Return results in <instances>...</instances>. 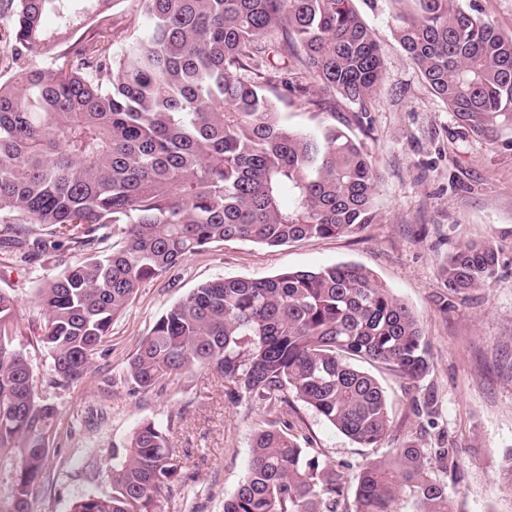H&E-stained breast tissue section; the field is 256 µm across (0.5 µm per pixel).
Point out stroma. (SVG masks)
I'll use <instances>...</instances> for the list:
<instances>
[{
	"label": "stroma",
	"mask_w": 512,
	"mask_h": 512,
	"mask_svg": "<svg viewBox=\"0 0 512 512\" xmlns=\"http://www.w3.org/2000/svg\"><path fill=\"white\" fill-rule=\"evenodd\" d=\"M356 8L384 57L377 91L365 105L339 98L318 114L289 91L275 106L292 129L334 125L363 143L380 174L376 223L279 247L231 240L188 257L139 289L113 321L89 378L70 388L48 380L50 358L39 341L44 315L33 295L39 280L58 273L56 255L27 264L17 249L0 248V289L17 300V342L35 367L38 394L58 411L34 512H69L82 493L110 489L113 447L125 445L141 421L175 415L181 421L174 451L197 496L190 500L185 489H174L162 500L163 512H222L225 493L246 472L256 428L273 410L230 400L223 379L212 374L196 375L176 391L141 393L125 377L126 362L156 319L201 282L340 263L367 268L419 315L432 368L409 386L385 366L369 365L391 421L380 447H362L300 401L290 422L350 481L364 464L411 439L453 449V464H431L433 476L448 485L452 512H512V469L505 464L512 450V150L493 148L459 126L406 58L389 0H356ZM110 14L117 52L146 19L139 0H113ZM471 242L493 244L495 275L488 287L442 307L440 266ZM426 396L434 412L417 415L415 403Z\"/></svg>",
	"instance_id": "35a3bbf8"
}]
</instances>
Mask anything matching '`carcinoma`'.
<instances>
[{
  "label": "carcinoma",
  "mask_w": 512,
  "mask_h": 512,
  "mask_svg": "<svg viewBox=\"0 0 512 512\" xmlns=\"http://www.w3.org/2000/svg\"><path fill=\"white\" fill-rule=\"evenodd\" d=\"M146 33L117 54L106 44L112 0H0V247L37 261L71 253L36 290L51 380L81 385L112 321L144 284L215 243L271 247L335 237L376 220L378 173L360 142L334 126L295 131L273 97L290 89L363 103L384 61L355 0H139ZM397 38L459 125L509 147L512 36L460 0H389ZM95 34L77 36L89 23ZM47 57L49 64L37 65ZM291 59L293 73L277 60ZM497 255L465 244L440 274L447 296L486 287ZM15 297L0 290V512H32L45 481L57 410L34 386L14 336ZM377 362L419 384L430 354L419 316L366 269L337 264L260 279L216 278L166 310L128 358L143 393L199 372L226 395L288 413V394L366 448L390 430L385 392L358 366ZM450 449L409 440L366 463L354 508L344 474L302 446L294 425L266 419L224 512H452L431 457ZM188 477L173 422L139 423L112 452V491L71 512H160Z\"/></svg>",
  "instance_id": "1"
}]
</instances>
